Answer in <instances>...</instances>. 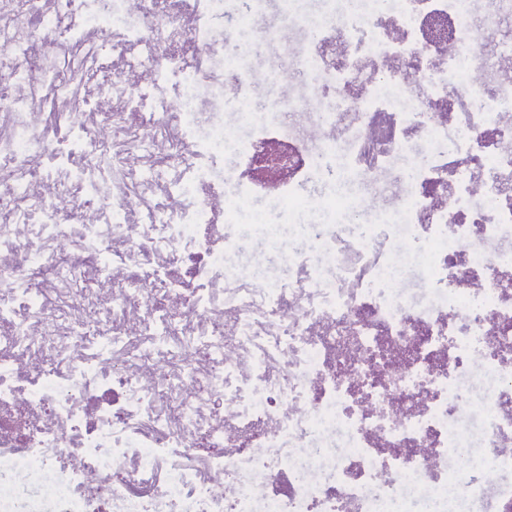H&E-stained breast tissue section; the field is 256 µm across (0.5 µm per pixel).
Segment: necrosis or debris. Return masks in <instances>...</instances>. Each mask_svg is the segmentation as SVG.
Instances as JSON below:
<instances>
[{
	"label": "necrosis or debris",
	"mask_w": 512,
	"mask_h": 512,
	"mask_svg": "<svg viewBox=\"0 0 512 512\" xmlns=\"http://www.w3.org/2000/svg\"><path fill=\"white\" fill-rule=\"evenodd\" d=\"M264 4L0 0V512L512 504V0H285L257 112ZM264 22L268 26L282 29L287 34V42L271 41L266 43L260 55L254 61L255 76L259 84L256 94L253 97V103L256 107L262 108L268 97V89L264 84V79L270 71H288V54L285 50V44H289L293 51L301 52L306 49V43L300 38L299 34L291 29L288 17L280 9L279 0H268ZM241 247L251 257L263 261L265 272L270 278H288V266L284 265L281 261L274 260L273 257L277 248L264 237H248L241 243Z\"/></svg>",
	"instance_id": "4bbe7bcc"
}]
</instances>
